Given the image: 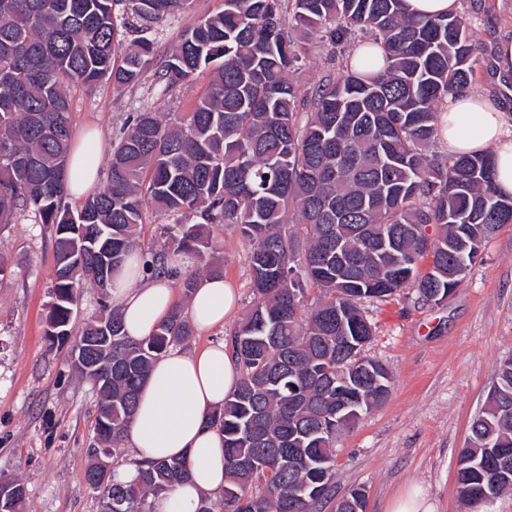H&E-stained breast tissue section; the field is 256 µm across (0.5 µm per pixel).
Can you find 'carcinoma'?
<instances>
[{"label": "carcinoma", "instance_id": "cac0c4a2", "mask_svg": "<svg viewBox=\"0 0 512 512\" xmlns=\"http://www.w3.org/2000/svg\"><path fill=\"white\" fill-rule=\"evenodd\" d=\"M117 2L0 0V228L23 216L52 236L46 335L68 339L86 288L100 295L99 312L74 347L112 326V354L100 345L85 376L98 393L86 481L112 512H154V499L187 478L182 459L141 462L130 484L104 464L122 448L154 362L192 335L176 309L132 340L108 304L152 206L177 217L153 252L160 273L170 249L206 266L220 224L237 225L251 245L254 302L230 337L240 382L210 416L224 433L225 512H316L331 491L336 436L390 393L386 367L360 357L373 336L360 302L409 283L426 301H445L483 244L512 224L490 153L446 163L427 154L442 104L474 75L473 23L464 13L413 16L404 0H224L180 36L158 75L174 87L214 63L206 93L174 119L132 116L106 185L74 209L71 91L138 83L151 23L189 0H132L138 50L119 64ZM294 30L347 53L336 74L305 90L289 79L309 54ZM357 32L382 48V72L353 64ZM308 284L319 292L311 307ZM503 458L512 461L511 359L460 454L456 479L472 507L512 489Z\"/></svg>", "mask_w": 512, "mask_h": 512}]
</instances>
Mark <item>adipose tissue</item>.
I'll return each mask as SVG.
<instances>
[{
    "label": "adipose tissue",
    "instance_id": "obj_1",
    "mask_svg": "<svg viewBox=\"0 0 512 512\" xmlns=\"http://www.w3.org/2000/svg\"><path fill=\"white\" fill-rule=\"evenodd\" d=\"M440 134L450 154L491 153L495 187L512 196V129L502 105L493 97L462 90L449 96L439 117ZM97 137L76 142L69 159V194L81 199L98 180L92 156ZM112 305L133 339L150 336L156 326L177 308L170 279L147 277L145 260L131 251L113 278ZM238 310V297L220 277L198 281L186 306L198 333L223 327ZM240 378L237 365L223 343L203 349L171 348L151 368L140 393L127 435L132 460L116 466L117 482L137 480V463L173 457L184 458L188 479L160 496L156 512H200L206 494L223 490L224 438L211 426L209 416L221 409Z\"/></svg>",
    "mask_w": 512,
    "mask_h": 512
}]
</instances>
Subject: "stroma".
<instances>
[{
	"label": "stroma",
	"mask_w": 512,
	"mask_h": 512,
	"mask_svg": "<svg viewBox=\"0 0 512 512\" xmlns=\"http://www.w3.org/2000/svg\"><path fill=\"white\" fill-rule=\"evenodd\" d=\"M223 7L224 0H190L179 15L156 23L154 66L137 84L73 92L72 132L98 128L99 169H106L129 115L148 107L170 118L189 111L203 94L210 69L168 88L155 67L182 31ZM460 10L473 21L477 46L469 88L495 95L512 123V83H502L494 64L498 41L512 38V0H460ZM338 65L334 47L317 43L290 77L308 89ZM0 245L13 260L11 276L0 282V475L26 486L22 512H100L86 483L96 395L70 364L71 343L51 342L45 334L55 278L52 238L21 218L0 230ZM249 253L237 227L220 226L203 270L231 282L243 310L254 300ZM363 308L374 328L363 354L383 363L392 383L387 400L336 440V497L360 489L367 512H389L416 487L435 512H472L457 491L456 463L497 366L512 359V226L489 240L447 302L428 303L409 285Z\"/></svg>",
	"instance_id": "stroma-1"
}]
</instances>
